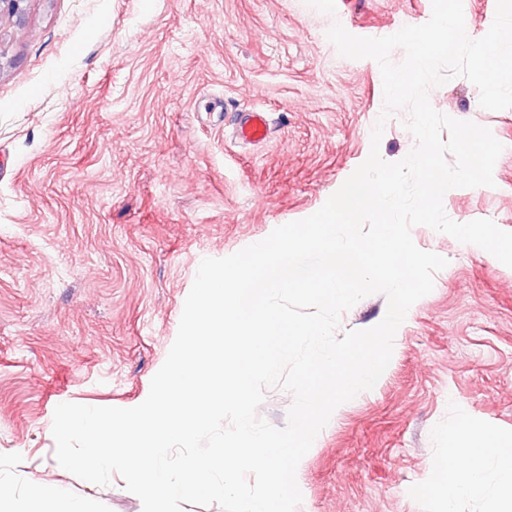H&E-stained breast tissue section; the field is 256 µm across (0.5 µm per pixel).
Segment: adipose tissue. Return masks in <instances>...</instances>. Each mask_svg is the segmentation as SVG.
<instances>
[{
  "instance_id": "1",
  "label": "adipose tissue",
  "mask_w": 512,
  "mask_h": 512,
  "mask_svg": "<svg viewBox=\"0 0 512 512\" xmlns=\"http://www.w3.org/2000/svg\"><path fill=\"white\" fill-rule=\"evenodd\" d=\"M492 459L498 464L501 512H512V448L501 446L495 439H486L463 454L449 449L447 459L435 472V482L447 487L452 499L475 492L481 487L487 463Z\"/></svg>"
}]
</instances>
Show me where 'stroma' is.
<instances>
[{
  "label": "stroma",
  "instance_id": "1",
  "mask_svg": "<svg viewBox=\"0 0 512 512\" xmlns=\"http://www.w3.org/2000/svg\"><path fill=\"white\" fill-rule=\"evenodd\" d=\"M431 0H30L0 22V481L32 512H142L120 475L90 485L55 456L57 405L132 408L174 342L203 259L223 258L318 211L369 155L384 105L378 64L339 55L333 23L385 37ZM432 106L490 129L493 186L454 188L446 214L512 232V108L483 109L462 76ZM266 112L261 144L235 138ZM406 111L380 154L403 159ZM447 259L398 328L374 388L339 406L298 465L297 512H497L498 468L447 501L449 449L512 446V268L419 225ZM360 300L340 332L385 316Z\"/></svg>",
  "mask_w": 512,
  "mask_h": 512
}]
</instances>
